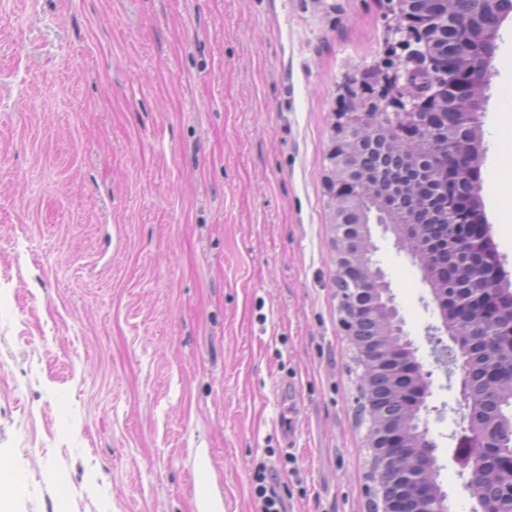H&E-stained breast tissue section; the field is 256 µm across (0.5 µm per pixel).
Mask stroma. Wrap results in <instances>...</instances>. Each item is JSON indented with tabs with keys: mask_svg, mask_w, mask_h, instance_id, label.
<instances>
[{
	"mask_svg": "<svg viewBox=\"0 0 512 512\" xmlns=\"http://www.w3.org/2000/svg\"><path fill=\"white\" fill-rule=\"evenodd\" d=\"M386 0H0V463L9 512H365L371 453L341 324L326 188L345 87L385 57ZM512 16L483 110L481 209L512 277L495 173ZM418 360L449 512L453 343L420 267L372 226ZM253 494L259 505V512H286L283 497L277 489L275 478L266 473V468L260 466L253 476Z\"/></svg>",
	"mask_w": 512,
	"mask_h": 512,
	"instance_id": "1",
	"label": "stroma"
}]
</instances>
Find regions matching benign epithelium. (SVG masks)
Here are the masks:
<instances>
[{"mask_svg":"<svg viewBox=\"0 0 512 512\" xmlns=\"http://www.w3.org/2000/svg\"><path fill=\"white\" fill-rule=\"evenodd\" d=\"M388 3L395 20L392 32L398 39L390 46L383 69L378 74L347 86L344 106L335 113L336 138L329 150L331 176L327 181L329 196L338 200L331 217L337 269L344 268L349 262H363L368 278L364 284L350 288L351 303L357 309V296L371 294L368 313L381 322L383 330L382 342L370 349L368 358L359 364L360 372L365 375L396 357L390 337H401V350L412 348V342L404 332L384 276L372 260L373 245L370 244L371 224L394 229L400 219L389 206L364 207L373 191L350 165L354 147L360 143L362 131L371 132L387 122L395 125L402 132L399 145L409 146L412 154L425 153L433 165L448 167V184L467 182L470 191L464 198L448 190V216L452 222L483 223L478 200L479 182L474 176L477 169L474 158L479 156L481 146L479 112L500 23L512 14V0H477V6L463 16L455 11V0H388ZM442 112H456L460 121L455 128L442 132L435 141L427 135L423 116ZM356 235L367 242L361 253L350 250ZM471 243L480 266L491 276L499 274L497 254L485 237H473ZM453 311L454 307L446 302L440 308V316L445 330L461 350L464 341L448 324ZM412 364L422 376L416 398L424 410L431 393V380L418 359H413ZM396 436V431L378 433L371 425L367 428L368 446L373 447L376 441L386 439L375 459L373 487L369 489L370 506H378L379 512H409L410 493L414 492L413 476L408 472L400 478L409 494L386 499L381 492L379 474L390 464V456L398 454L390 443ZM464 439L476 445L462 457L463 468L472 473L488 461L495 435L470 426ZM434 451L435 443L429 438L424 439L419 445L414 467L423 471L426 461L434 457ZM502 472L500 493L483 502L480 512H505V503L512 508V453Z\"/></svg>","mask_w":512,"mask_h":512,"instance_id":"obj_1","label":"benign epithelium"}]
</instances>
